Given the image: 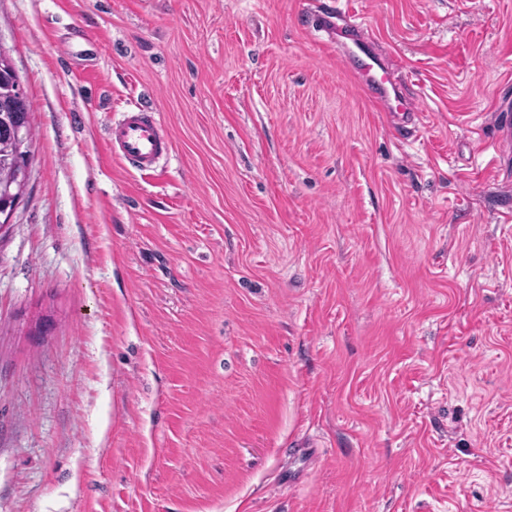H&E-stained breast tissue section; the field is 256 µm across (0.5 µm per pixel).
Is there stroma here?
Returning <instances> with one entry per match:
<instances>
[{"mask_svg":"<svg viewBox=\"0 0 512 512\" xmlns=\"http://www.w3.org/2000/svg\"><path fill=\"white\" fill-rule=\"evenodd\" d=\"M0 0L31 104L0 231V512H512V0H345L393 137L306 14ZM152 108L154 173L114 158ZM351 18L354 16L347 10L325 9L310 13L307 21L315 31L327 35V43L336 49V55L344 65L355 73L374 107L393 120H399L393 125L394 136L409 139L416 131L419 116L416 99L407 93L394 69L365 36L362 24L349 23ZM339 21L344 24H339ZM109 145L112 154L139 172H151L172 151V142L156 117L138 106L125 110L112 122Z\"/></svg>","mask_w":512,"mask_h":512,"instance_id":"35a3bbf8","label":"stroma"}]
</instances>
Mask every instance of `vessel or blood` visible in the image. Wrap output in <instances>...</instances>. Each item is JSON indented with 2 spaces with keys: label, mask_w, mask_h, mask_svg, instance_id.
<instances>
[{
  "label": "vessel or blood",
  "mask_w": 512,
  "mask_h": 512,
  "mask_svg": "<svg viewBox=\"0 0 512 512\" xmlns=\"http://www.w3.org/2000/svg\"><path fill=\"white\" fill-rule=\"evenodd\" d=\"M308 24L326 34L329 44L355 73L374 107L393 118L395 137H412L419 116L416 100L365 36L362 24L351 22L349 12L334 9L309 14ZM109 145L115 157L139 172L154 171L159 161L172 151V142L155 112L137 106L125 110L113 121Z\"/></svg>",
  "instance_id": "obj_1"
}]
</instances>
